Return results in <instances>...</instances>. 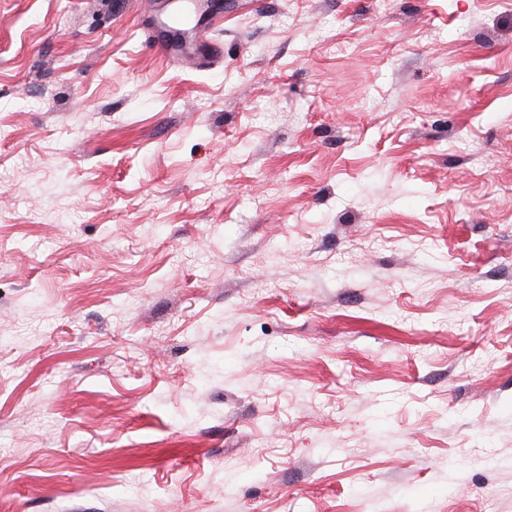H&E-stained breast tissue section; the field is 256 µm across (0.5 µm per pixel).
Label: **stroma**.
<instances>
[{
	"mask_svg": "<svg viewBox=\"0 0 512 512\" xmlns=\"http://www.w3.org/2000/svg\"><path fill=\"white\" fill-rule=\"evenodd\" d=\"M0 0V512H512V0Z\"/></svg>",
	"mask_w": 512,
	"mask_h": 512,
	"instance_id": "35a3bbf8",
	"label": "stroma"
}]
</instances>
